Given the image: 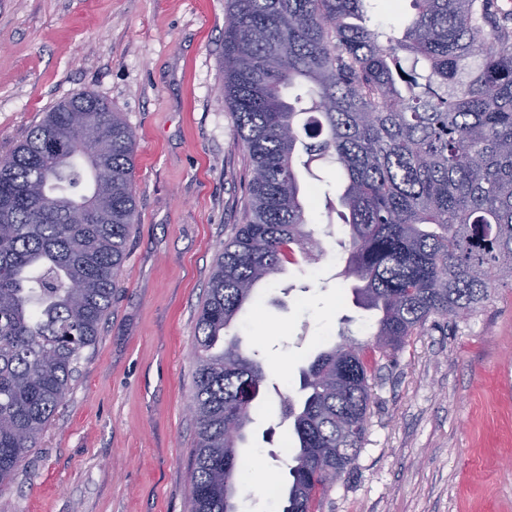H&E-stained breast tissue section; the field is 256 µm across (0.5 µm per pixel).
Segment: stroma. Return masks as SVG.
Returning <instances> with one entry per match:
<instances>
[{"instance_id":"obj_1","label":"stroma","mask_w":512,"mask_h":512,"mask_svg":"<svg viewBox=\"0 0 512 512\" xmlns=\"http://www.w3.org/2000/svg\"><path fill=\"white\" fill-rule=\"evenodd\" d=\"M229 0H0V156L46 112L90 91L137 135V223L112 308L80 373L0 491V512H190L196 426L191 342L217 254L243 219L244 161L220 96ZM412 0H364L368 25L402 33ZM327 254L286 265L231 330L267 373L238 449L269 482L237 512H281L293 455L283 395L323 348L366 343L371 314L344 288L346 238L326 195L333 163L301 171ZM355 463L320 512H512V282L485 308L434 317L379 359Z\"/></svg>"}]
</instances>
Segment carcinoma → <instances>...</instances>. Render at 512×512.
Instances as JSON below:
<instances>
[{"label": "carcinoma", "instance_id": "obj_1", "mask_svg": "<svg viewBox=\"0 0 512 512\" xmlns=\"http://www.w3.org/2000/svg\"><path fill=\"white\" fill-rule=\"evenodd\" d=\"M413 2L397 38L363 22V0H230L220 93L250 176L191 346L192 512H235L237 448L266 379L258 351L226 330L261 283L320 260L331 236L307 227L297 167L326 159L345 179L340 276L377 320L370 344L320 350L300 399L283 400L297 451L282 512H319L353 464L376 356L512 281V15L497 0ZM311 112L302 137L296 117ZM135 142L119 113L79 92L0 157V490L38 447L120 286ZM87 174L90 194L68 191Z\"/></svg>", "mask_w": 512, "mask_h": 512}]
</instances>
